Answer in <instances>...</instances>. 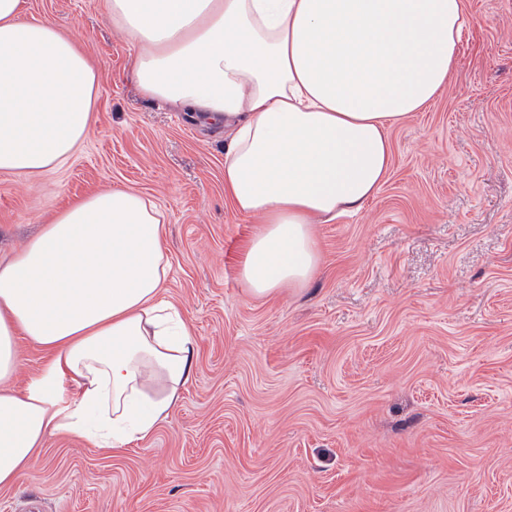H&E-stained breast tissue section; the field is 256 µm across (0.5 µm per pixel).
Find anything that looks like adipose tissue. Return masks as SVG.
I'll use <instances>...</instances> for the list:
<instances>
[{"label":"adipose tissue","instance_id":"obj_1","mask_svg":"<svg viewBox=\"0 0 512 512\" xmlns=\"http://www.w3.org/2000/svg\"><path fill=\"white\" fill-rule=\"evenodd\" d=\"M142 96L224 128V191L260 217L240 276L263 298L315 276L313 227L363 210L389 131L446 88L466 0H105ZM101 70L25 0H0V172L63 166L95 123ZM167 217L104 188L0 261V485L44 439L104 450L151 437L195 375L197 342L162 297ZM51 351L23 390L17 336ZM74 390H67V383Z\"/></svg>","mask_w":512,"mask_h":512}]
</instances>
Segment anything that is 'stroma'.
<instances>
[{"mask_svg": "<svg viewBox=\"0 0 512 512\" xmlns=\"http://www.w3.org/2000/svg\"><path fill=\"white\" fill-rule=\"evenodd\" d=\"M102 68L62 167L0 172V257L115 185L168 215L165 300L197 340L167 421L117 451L48 437L0 512H512V0H467L442 95L389 131L356 215L319 224V268L257 299L260 228L224 197V134L144 99L104 0H26Z\"/></svg>", "mask_w": 512, "mask_h": 512, "instance_id": "stroma-1", "label": "stroma"}]
</instances>
